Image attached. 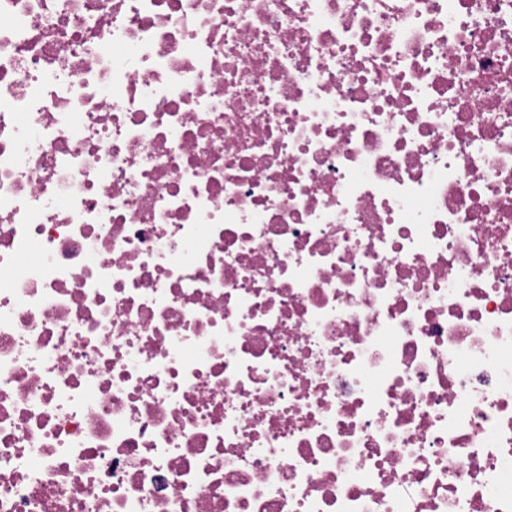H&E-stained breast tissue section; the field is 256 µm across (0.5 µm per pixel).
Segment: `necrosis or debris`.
Wrapping results in <instances>:
<instances>
[{"label": "necrosis or debris", "mask_w": 512, "mask_h": 512, "mask_svg": "<svg viewBox=\"0 0 512 512\" xmlns=\"http://www.w3.org/2000/svg\"><path fill=\"white\" fill-rule=\"evenodd\" d=\"M0 512H512V0H0Z\"/></svg>", "instance_id": "4bbe7bcc"}]
</instances>
